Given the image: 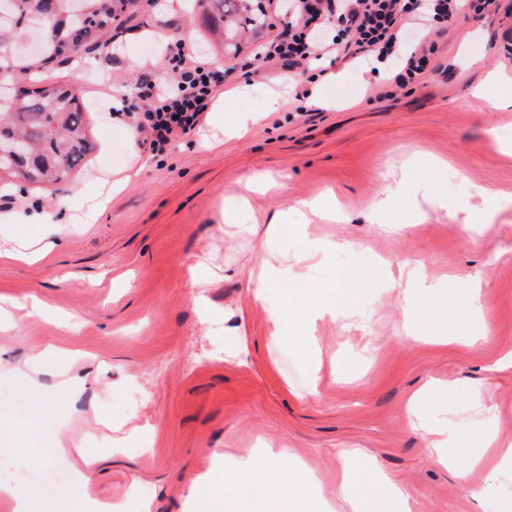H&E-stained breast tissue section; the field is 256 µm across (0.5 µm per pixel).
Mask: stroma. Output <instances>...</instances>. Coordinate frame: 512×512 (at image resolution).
I'll list each match as a JSON object with an SVG mask.
<instances>
[{
  "label": "stroma",
  "mask_w": 512,
  "mask_h": 512,
  "mask_svg": "<svg viewBox=\"0 0 512 512\" xmlns=\"http://www.w3.org/2000/svg\"><path fill=\"white\" fill-rule=\"evenodd\" d=\"M270 21L219 50L193 0H134L84 67L55 61L13 77L76 88L94 145L53 188L14 184V211L36 223L0 222V309L10 315L0 328V483L26 488L34 512L84 494L114 512H194L190 478L264 448L304 464L307 487L324 502H334L341 455L354 449L363 492L398 487L413 512H482L469 494L481 474L463 479L437 463L407 408L440 380L450 391L425 421L476 445L492 415L512 438V99L493 112L470 102L489 73L512 76L501 41L512 17L450 26L438 38L446 74L418 86L387 96L380 77L338 64L335 84L297 73L274 112L267 97L283 69L265 68L250 83L234 70L283 25ZM180 43L225 72L226 87L251 90L242 107L225 110L224 135L205 122L157 153L130 140L112 109L134 97L142 70L168 83ZM319 86L334 107L312 98ZM298 94L306 111L295 109ZM245 109L262 118L234 134ZM134 164L140 173L98 219L78 223L81 199ZM257 172L276 188L248 190ZM423 180L447 208L416 201L411 188ZM387 194L392 206L377 216ZM327 196L335 216L295 207ZM285 220L300 232L270 238ZM326 241L347 248L316 256ZM407 262L439 287L409 311L398 289ZM264 263L290 267L312 291L337 268L352 269L346 287L361 317L317 321L310 357L273 334L287 294L254 298L252 273ZM470 288L482 304L475 342L431 343L435 306L449 301L456 330L463 307L453 299ZM34 300L44 315H26ZM241 343L242 365L232 359ZM65 376L81 378L78 392H59ZM479 385L485 392L473 397ZM47 441L96 457L84 493L71 483L77 456L42 461Z\"/></svg>",
  "instance_id": "stroma-1"
}]
</instances>
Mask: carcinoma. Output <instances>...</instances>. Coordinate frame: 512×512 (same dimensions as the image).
<instances>
[{
	"label": "carcinoma",
	"mask_w": 512,
	"mask_h": 512,
	"mask_svg": "<svg viewBox=\"0 0 512 512\" xmlns=\"http://www.w3.org/2000/svg\"><path fill=\"white\" fill-rule=\"evenodd\" d=\"M70 0H13L9 19L0 18V57L13 67L29 69L67 59L103 36L118 19L124 0H85L86 11L66 16ZM206 3L205 20L219 41L232 42L238 32L264 26L252 0H198ZM48 17L60 20L59 38L37 51L19 52L14 40L30 25ZM84 102L71 86L44 84L32 88L0 86V170L32 168L31 183L50 185L80 165L91 149L84 122Z\"/></svg>",
	"instance_id": "obj_1"
}]
</instances>
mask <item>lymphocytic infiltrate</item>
<instances>
[{"mask_svg": "<svg viewBox=\"0 0 512 512\" xmlns=\"http://www.w3.org/2000/svg\"><path fill=\"white\" fill-rule=\"evenodd\" d=\"M288 10V21L272 38L259 45L253 56L241 61L243 75L256 73L258 63L291 69L315 61L349 64L367 58H398L393 74L397 87L419 84L434 66L438 46L420 40L405 50L404 32L410 25L424 27L455 24L461 11L471 17L512 15V0H276ZM336 30L332 40L321 36L326 26ZM172 82L157 84L143 77L139 97L146 107H121L151 149L160 151L177 137L200 126L218 85L216 72L185 52L171 59Z\"/></svg>", "mask_w": 512, "mask_h": 512, "instance_id": "lymphocytic-infiltrate-1", "label": "lymphocytic infiltrate"}]
</instances>
